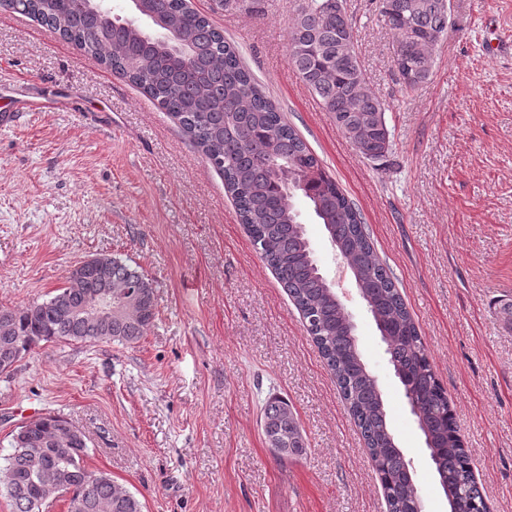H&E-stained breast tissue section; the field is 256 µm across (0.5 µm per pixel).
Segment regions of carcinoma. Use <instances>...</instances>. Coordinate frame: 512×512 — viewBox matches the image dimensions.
<instances>
[{
  "label": "carcinoma",
  "mask_w": 512,
  "mask_h": 512,
  "mask_svg": "<svg viewBox=\"0 0 512 512\" xmlns=\"http://www.w3.org/2000/svg\"><path fill=\"white\" fill-rule=\"evenodd\" d=\"M4 7L56 30L85 54L127 78L178 120L190 143L224 178L241 223L276 273L319 348L367 445L390 512H417L420 500L408 461L395 442L377 379L364 360L344 309L314 256L293 199L303 197L336 250L354 269L376 325L387 332L390 362L424 436L450 512H485L470 457L448 398L430 364L417 327L389 267L376 255L367 225L320 159L266 96L237 48L185 0H140L138 18L117 19L88 0H0ZM392 34L393 66L413 89L429 79L434 50L448 33L441 0H380ZM288 62L336 127L364 159L391 147L385 102L370 88L355 47L346 0H298L291 18ZM112 293V323L85 311L103 289ZM156 320L152 283L122 260L102 255L79 262L64 285L42 302L0 307V362L21 359L43 342L139 340ZM271 448L299 456L305 441L280 398L262 414ZM0 466V496L12 512H143L135 494L105 472L88 469V439L51 412L28 428Z\"/></svg>",
  "instance_id": "cac0c4a2"
}]
</instances>
